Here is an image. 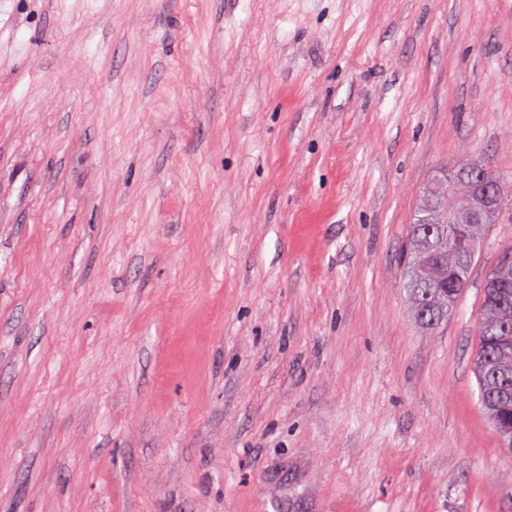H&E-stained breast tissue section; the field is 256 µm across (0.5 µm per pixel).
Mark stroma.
<instances>
[{"label": "stroma", "instance_id": "35a3bbf8", "mask_svg": "<svg viewBox=\"0 0 512 512\" xmlns=\"http://www.w3.org/2000/svg\"><path fill=\"white\" fill-rule=\"evenodd\" d=\"M512 178V0H0V512H512L426 181ZM492 181L504 183L500 176L484 166L457 164L443 173L437 171L427 182L415 208L409 225L408 247L405 257L404 288L416 321L423 327L433 329L448 318L458 298L467 288L473 267L480 255V244L487 224H496L498 215L493 213L499 204V212L506 201H511L504 194L505 186ZM437 177V178H436ZM435 179V180H434ZM434 180L432 192L440 196L448 183L465 182L471 193L463 206L448 217L446 224H419V215L423 212L425 202L424 190ZM501 199V201H500ZM456 224H482L474 238H465ZM462 257V261L454 253ZM448 281L456 288H439ZM422 314V315H421Z\"/></svg>", "mask_w": 512, "mask_h": 512}]
</instances>
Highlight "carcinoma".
<instances>
[{"label":"carcinoma","instance_id":"carcinoma-1","mask_svg":"<svg viewBox=\"0 0 512 512\" xmlns=\"http://www.w3.org/2000/svg\"><path fill=\"white\" fill-rule=\"evenodd\" d=\"M424 206L419 199L409 225L404 288L416 321L432 329L448 318L467 288L487 225L466 238L455 224L420 223ZM506 339L512 341V286L500 287L489 273L482 289L473 371L480 404L501 418L512 415V351L506 358L500 352Z\"/></svg>","mask_w":512,"mask_h":512}]
</instances>
